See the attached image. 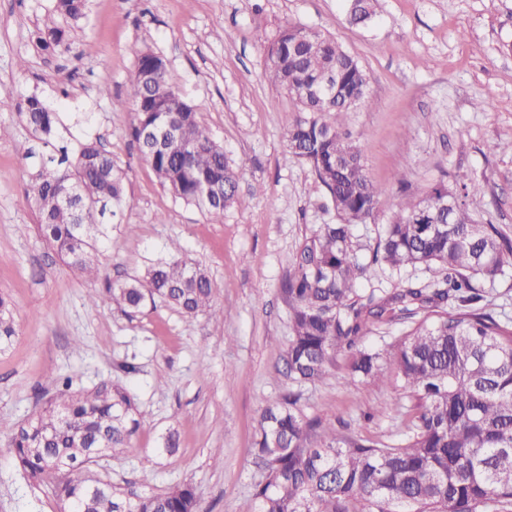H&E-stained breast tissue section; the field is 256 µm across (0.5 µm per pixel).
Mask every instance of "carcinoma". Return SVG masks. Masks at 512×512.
Masks as SVG:
<instances>
[{
    "instance_id": "carcinoma-1",
    "label": "carcinoma",
    "mask_w": 512,
    "mask_h": 512,
    "mask_svg": "<svg viewBox=\"0 0 512 512\" xmlns=\"http://www.w3.org/2000/svg\"><path fill=\"white\" fill-rule=\"evenodd\" d=\"M377 2L351 0L352 21H371ZM84 7V0L56 3L71 20ZM130 53L135 73L126 100L112 102V111L133 107L130 135L166 192L222 216L235 200L240 165L170 83L164 60L137 44ZM265 74L296 106L289 152L311 166L338 218L305 236L283 282L292 326L283 357L288 379L299 386L320 380L345 352L347 385L399 382L415 400V412L405 443L365 444L305 416L301 392L288 390L259 415L255 458L264 477L255 490L257 512H512V324L473 307L478 283H493L512 268V242L495 225L477 223L460 194L440 183L425 197L400 203L370 261L361 260L353 228L376 220L382 190L344 124L366 99V70L335 39L289 23L272 40ZM24 117L46 136L56 122L36 97L27 100ZM124 181L112 154L92 142L73 161L64 148L60 157L43 160L29 184L40 235L80 277L98 276L94 257L107 236L105 219L125 203ZM205 183L220 190L208 203L199 198ZM443 193L455 206L424 214L426 200ZM376 265H423L433 280L360 292L357 284L370 279ZM215 290L174 245L145 276L107 280L89 302L114 300L137 312L157 296L193 316L210 306ZM395 319L409 330L391 358L358 345L369 322ZM14 334L10 302L0 296L1 351ZM59 384L32 418L9 427L14 464L51 494L59 512H202L190 484L130 498L96 473L138 431L134 402L110 381L86 392L71 391L68 378Z\"/></svg>"
}]
</instances>
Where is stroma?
<instances>
[{"label": "stroma", "instance_id": "stroma-1", "mask_svg": "<svg viewBox=\"0 0 512 512\" xmlns=\"http://www.w3.org/2000/svg\"><path fill=\"white\" fill-rule=\"evenodd\" d=\"M286 21L333 35L369 75L366 101L346 120L383 191L378 223L354 229L360 242L373 245L401 201L439 182L455 187L460 175L474 218L512 239V0H379L364 26L350 24L344 0H87L75 22L56 0H0V80L13 88L0 103V295L15 328L0 351V420L26 421L54 379L71 378L76 390L112 380L140 421L109 461L113 484L143 495L190 483L203 512L256 510V421L288 386L282 284L304 237L335 220L327 189L288 153L295 104L264 73ZM54 26L65 42L42 49ZM135 42L164 58L173 85L241 164L237 198L221 217L163 191L128 133L133 110L112 109L127 96ZM31 97L57 114L50 144L21 116ZM95 140L123 167L126 202L92 281L44 243L26 185L36 158ZM28 149L33 157L23 158ZM174 243L215 282L213 313L190 317L160 298L132 316L90 305L104 280L144 276ZM348 373L337 353L328 375L302 386L303 413L348 439L402 443L413 428L408 391L350 387ZM56 510L15 468L0 433V512Z\"/></svg>", "mask_w": 512, "mask_h": 512}]
</instances>
